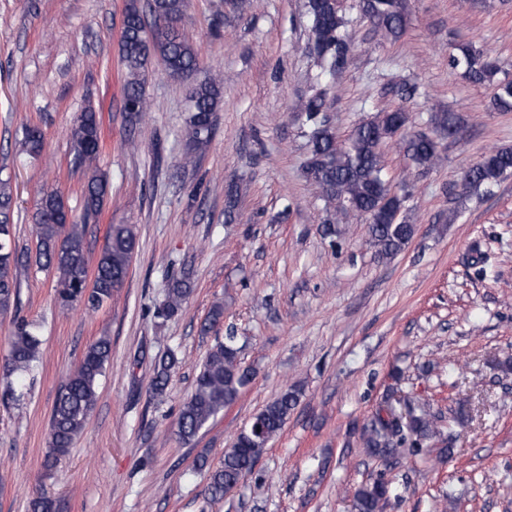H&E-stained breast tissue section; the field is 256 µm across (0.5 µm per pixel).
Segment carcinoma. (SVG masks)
Masks as SVG:
<instances>
[{"instance_id": "cac0c4a2", "label": "carcinoma", "mask_w": 512, "mask_h": 512, "mask_svg": "<svg viewBox=\"0 0 512 512\" xmlns=\"http://www.w3.org/2000/svg\"><path fill=\"white\" fill-rule=\"evenodd\" d=\"M187 0H127L120 40V59L125 70L123 99L125 118L135 126L150 108L146 84L155 58L165 66V73L179 80L199 66V53L180 23ZM311 21L312 50L322 65V75L332 78L347 64L351 42L344 33L345 21L340 5L330 0H307ZM362 12L386 36L397 38L403 31L404 16L400 0H361ZM448 65L461 68L474 84H492L494 109L512 112V80H495L498 59L471 44L458 45L448 52ZM223 100V86L215 76L197 83L189 93L185 136L188 152L184 165L193 164L214 135V114ZM300 112L310 127L309 157L305 172L328 201L336 199L365 218L370 242L381 259L401 252L411 241L415 225L404 213L410 198L406 182L400 192L392 191L382 162L383 144L398 139L411 165L428 170L443 161L441 140H456L464 132V120L456 112H436L430 116L432 133L408 135L407 112L395 109L380 112L357 124L348 139H338L326 118L325 95L315 92L302 99ZM72 153L74 164L85 169L82 211L66 209L63 195L55 190L43 194L37 202L34 232L38 268L55 278V293L65 309L84 305L95 309L122 288L128 276L137 244L133 224H112L94 276H89L85 250V225L97 217L108 195V177L97 166L101 143V119L93 105H86L73 123ZM26 151L37 156L43 148L41 131L31 129L24 140ZM512 175V149L502 148L482 157L463 171L460 182L465 192L477 194ZM14 191L11 180L0 178V311L6 312L19 293L16 259L11 248L13 238ZM192 293L186 275L168 280L165 296L155 308V317L171 318L182 312ZM41 340L33 325L24 319L14 323L10 336V354L4 369L9 375L22 376L39 360ZM238 336L226 330L216 341L197 369L193 389L184 402L178 422L179 439L189 444L225 409L238 399L252 380V372L242 365ZM112 354L109 337L101 336L85 350L78 367L63 381L55 400L45 466L51 467L70 448L86 428L97 401L100 377ZM178 362L170 351L154 365L150 383L151 397H161L168 386L172 368ZM301 396L291 387L277 399L263 406L241 430L220 464L210 469L209 500H220L249 476L268 444L283 429L290 411ZM438 415L431 404L421 401L407 406L406 413L392 409L378 411L362 426L359 440L370 456L394 464L400 449L418 455L431 443L451 445L437 426ZM393 494L391 484L379 475L359 485L354 492L355 512H385Z\"/></svg>"}]
</instances>
